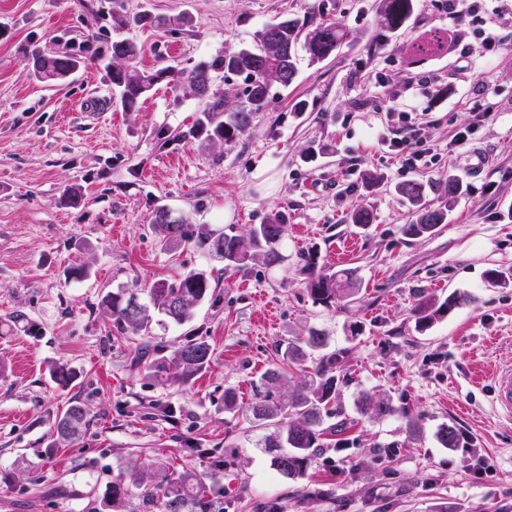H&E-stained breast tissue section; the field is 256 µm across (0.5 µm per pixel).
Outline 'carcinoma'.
Segmentation results:
<instances>
[{"label": "carcinoma", "mask_w": 512, "mask_h": 512, "mask_svg": "<svg viewBox=\"0 0 512 512\" xmlns=\"http://www.w3.org/2000/svg\"><path fill=\"white\" fill-rule=\"evenodd\" d=\"M413 12V0H382V26L390 31L398 30L410 20ZM302 32L305 33L304 49L312 62L335 54L344 41V33L334 21L314 12L304 20L287 17L265 25L250 48L226 52L190 70L166 66L150 73L139 67L137 46L115 40L109 66L112 91L122 107L132 111L140 99L165 78L186 84L194 91L212 82V73L217 70L241 76L243 88L236 108L226 112L223 104L216 101L198 119L200 131L206 133L209 140L228 145L235 142L250 126L254 115L267 106L273 85L286 88L295 81L298 74L296 46ZM447 47L448 31L436 29L428 31L413 49L418 56H429ZM77 65L78 61L69 55L40 51L32 55L34 77L52 86L62 81V73L71 72ZM438 190L446 202L430 207L423 203L426 186L422 181L410 179L398 187L400 195L414 208V219L401 228L403 235L426 238L448 221L449 207L462 193V182L450 174L448 182ZM152 228L163 247L171 249L201 242L224 260L227 268L260 260L270 265L281 259L284 222L278 216L265 224L251 226L246 235L239 236L226 232L204 233L184 219L168 221L161 209L155 215ZM305 287L314 303L330 307L359 292L360 283L351 269L328 272L317 268L312 261ZM210 288L211 280L205 272L188 271L154 282L148 293L160 314L181 325L192 319L195 309L209 296ZM134 299L135 295L128 296L122 290L114 292L102 300L104 313L120 334L149 336L151 315L143 304L139 312H131ZM463 301L464 297L458 293L444 299L419 297L413 307L418 327H430ZM211 359L212 350L207 341L195 339L168 356L160 355L146 362L145 378L162 383L184 382L206 369ZM345 367L343 353L330 348L328 337L311 331L306 336L290 339L279 366L262 377L264 397L251 406V414L257 425L272 428L258 445L279 450L272 466L281 475L304 477L316 449L321 447L323 436L345 429L346 421L341 419L336 405V386ZM362 410L373 419L401 413L390 400L372 396L363 398ZM87 425L85 405L74 400L57 415L54 430L58 439L75 442ZM218 486L220 480L215 474L206 481L191 472L174 475L162 465L145 469L130 463L121 467L106 485L98 512H122L133 501L137 502L140 512H224L221 501L214 496V488Z\"/></svg>", "instance_id": "1"}]
</instances>
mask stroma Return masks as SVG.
<instances>
[{"label": "stroma", "instance_id": "1", "mask_svg": "<svg viewBox=\"0 0 512 512\" xmlns=\"http://www.w3.org/2000/svg\"><path fill=\"white\" fill-rule=\"evenodd\" d=\"M319 7L345 34L313 63L300 55L289 87L230 146L189 130L206 107L188 87L156 84L136 111L112 96L113 39L140 50V66L189 69L253 45L267 22ZM381 0H0V512H96L113 472L164 462L206 475L224 467V512H512V423L489 396L493 365L512 363V0L475 17L465 38L492 28V59L448 47L418 57L426 31L448 28L442 0H415L410 21L388 33ZM174 18L159 29L142 14ZM76 57L49 88L33 52ZM489 104L468 147L448 149L461 121ZM421 115L433 155L414 172L425 200L456 175L463 193L446 224L424 239L401 232L412 206L397 192L400 163L377 145L398 115ZM217 232L245 233L285 220L283 260L225 267L207 247L163 249L150 226L160 208ZM373 217L365 228L350 216ZM356 269L345 305L313 303L309 262ZM510 273L492 285L489 270ZM203 271L214 286L194 317L155 329L166 350L205 339L209 367L185 384L144 379L138 338L116 331L101 307L120 288L146 293L175 271ZM464 291L469 302L426 332L418 294ZM17 311L25 323L7 328ZM361 333L350 337V326ZM316 329L347 352L336 400L358 424L320 448L305 477L271 467L263 436L244 414L288 339ZM66 365L76 380L55 384ZM240 409H224L225 390ZM401 416H358L360 393ZM82 400L89 425L57 442L59 410ZM415 419L417 431L407 427ZM457 447H442L439 426ZM496 473L478 476L479 457Z\"/></svg>", "mask_w": 512, "mask_h": 512}]
</instances>
